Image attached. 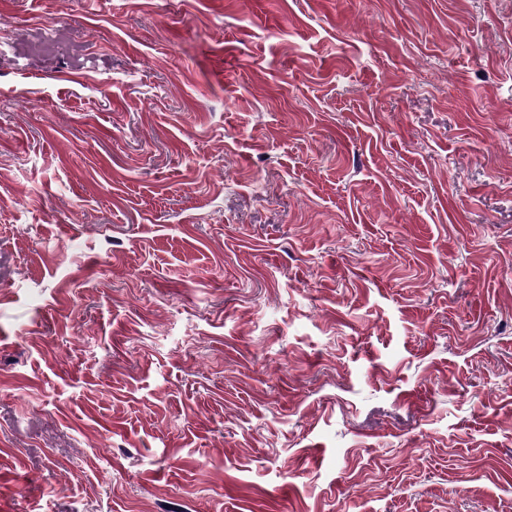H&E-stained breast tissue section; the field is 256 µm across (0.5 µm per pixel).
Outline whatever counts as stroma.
Listing matches in <instances>:
<instances>
[{
    "instance_id": "obj_1",
    "label": "stroma",
    "mask_w": 512,
    "mask_h": 512,
    "mask_svg": "<svg viewBox=\"0 0 512 512\" xmlns=\"http://www.w3.org/2000/svg\"><path fill=\"white\" fill-rule=\"evenodd\" d=\"M0 512H512V0H0Z\"/></svg>"
}]
</instances>
